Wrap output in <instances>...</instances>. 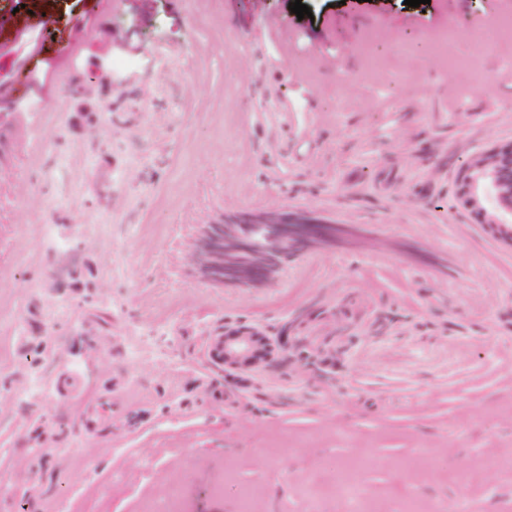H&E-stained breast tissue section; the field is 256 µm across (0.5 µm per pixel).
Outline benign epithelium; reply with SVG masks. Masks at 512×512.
Instances as JSON below:
<instances>
[{"label": "benign epithelium", "mask_w": 512, "mask_h": 512, "mask_svg": "<svg viewBox=\"0 0 512 512\" xmlns=\"http://www.w3.org/2000/svg\"><path fill=\"white\" fill-rule=\"evenodd\" d=\"M457 193L494 237L512 245V148L485 153L465 165L460 171ZM330 227L313 214L296 217L279 211L263 216L226 217L222 224L205 225L196 262L211 282L255 288L314 245L334 242L336 234ZM329 325L338 330H366L346 307L334 312ZM260 337L258 331L249 328L227 334L224 365L234 368L251 359Z\"/></svg>", "instance_id": "1"}]
</instances>
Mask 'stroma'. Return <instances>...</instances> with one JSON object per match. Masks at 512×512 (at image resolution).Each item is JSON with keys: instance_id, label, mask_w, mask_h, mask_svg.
I'll return each instance as SVG.
<instances>
[{"instance_id": "obj_1", "label": "stroma", "mask_w": 512, "mask_h": 512, "mask_svg": "<svg viewBox=\"0 0 512 512\" xmlns=\"http://www.w3.org/2000/svg\"><path fill=\"white\" fill-rule=\"evenodd\" d=\"M302 2L0 0V512H512V245L457 196L512 145V36L467 47L512 0ZM275 204L364 235L201 277L205 225ZM345 303L376 333L300 369ZM240 327L272 357L218 363Z\"/></svg>"}]
</instances>
